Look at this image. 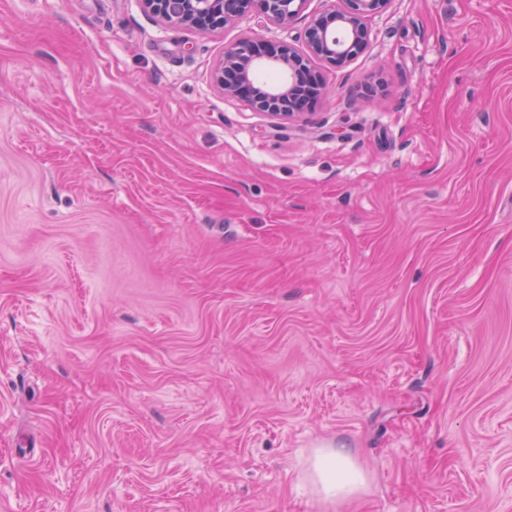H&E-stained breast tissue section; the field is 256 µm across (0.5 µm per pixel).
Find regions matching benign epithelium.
I'll return each mask as SVG.
<instances>
[{
    "label": "benign epithelium",
    "mask_w": 512,
    "mask_h": 512,
    "mask_svg": "<svg viewBox=\"0 0 512 512\" xmlns=\"http://www.w3.org/2000/svg\"><path fill=\"white\" fill-rule=\"evenodd\" d=\"M305 0H142L144 7L176 27L215 31L248 13H258L270 22L286 23ZM342 6L313 16L306 29L309 55L341 67L352 61L370 39L367 19L387 0H341ZM307 59L289 45H265L245 37L224 49L214 70V81L228 97L243 99L269 112L276 120L304 122V99L299 95ZM264 69L280 72L277 81L258 85Z\"/></svg>",
    "instance_id": "obj_1"
}]
</instances>
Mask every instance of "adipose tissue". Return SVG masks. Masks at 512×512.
<instances>
[{"mask_svg":"<svg viewBox=\"0 0 512 512\" xmlns=\"http://www.w3.org/2000/svg\"><path fill=\"white\" fill-rule=\"evenodd\" d=\"M311 479L318 495L332 504L355 496L366 484L364 474L345 448L319 449L312 460Z\"/></svg>","mask_w":512,"mask_h":512,"instance_id":"adipose-tissue-1","label":"adipose tissue"}]
</instances>
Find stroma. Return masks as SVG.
Returning a JSON list of instances; mask_svg holds the SVG:
<instances>
[{
    "instance_id": "obj_1",
    "label": "stroma",
    "mask_w": 512,
    "mask_h": 512,
    "mask_svg": "<svg viewBox=\"0 0 512 512\" xmlns=\"http://www.w3.org/2000/svg\"><path fill=\"white\" fill-rule=\"evenodd\" d=\"M332 6L0 0V512H512V0H388L305 122L215 85ZM306 0H142L144 7L169 25L215 31L248 13L287 23ZM311 479L318 495L336 504L364 489L366 478L347 448H321L312 460Z\"/></svg>"
}]
</instances>
